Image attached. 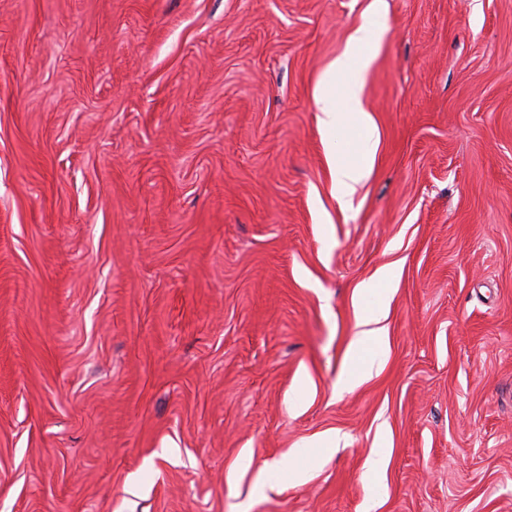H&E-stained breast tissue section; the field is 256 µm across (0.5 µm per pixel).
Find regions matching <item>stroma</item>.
<instances>
[{
	"instance_id": "35a3bbf8",
	"label": "stroma",
	"mask_w": 512,
	"mask_h": 512,
	"mask_svg": "<svg viewBox=\"0 0 512 512\" xmlns=\"http://www.w3.org/2000/svg\"><path fill=\"white\" fill-rule=\"evenodd\" d=\"M371 2L0 0V512H512V0ZM371 34L368 27H359L351 36L346 49L329 66L316 95V104L322 112L320 122L325 131L336 134L353 123L361 132L359 161L339 163L334 170L336 198L344 205L355 187L369 172V160L375 147V131L370 116L362 105L363 74L373 56L368 46ZM341 84L342 104L336 106L332 90ZM386 318L383 299H380L375 307L368 313L362 315L358 321L360 330L358 339L354 344L353 356L361 357L365 351L373 350L380 353L386 328L381 325Z\"/></svg>"
}]
</instances>
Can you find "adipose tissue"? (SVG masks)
<instances>
[{"mask_svg": "<svg viewBox=\"0 0 512 512\" xmlns=\"http://www.w3.org/2000/svg\"><path fill=\"white\" fill-rule=\"evenodd\" d=\"M370 39L368 27L355 31L344 52L330 64L316 96L325 131L335 134L352 124L361 132L359 160L338 164L334 170L336 197L343 204L354 193L356 185L367 177L375 147V131L362 105L363 74L373 59L368 49ZM336 88L342 91L338 101L332 95Z\"/></svg>", "mask_w": 512, "mask_h": 512, "instance_id": "obj_1", "label": "adipose tissue"}]
</instances>
